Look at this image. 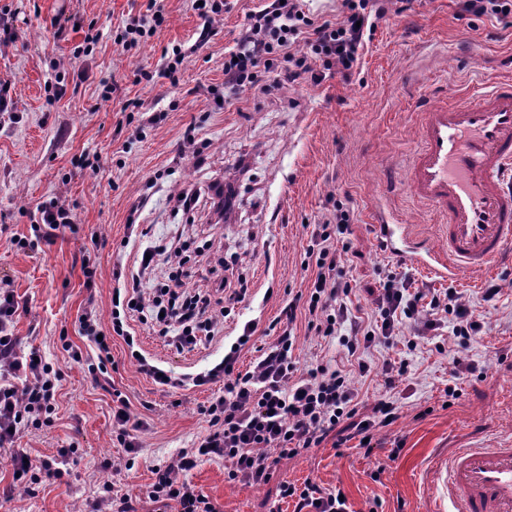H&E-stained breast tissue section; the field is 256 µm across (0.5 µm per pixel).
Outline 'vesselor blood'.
Returning <instances> with one entry per match:
<instances>
[{"label": "vessel or blood", "mask_w": 512, "mask_h": 512, "mask_svg": "<svg viewBox=\"0 0 512 512\" xmlns=\"http://www.w3.org/2000/svg\"><path fill=\"white\" fill-rule=\"evenodd\" d=\"M416 139L408 188L437 215L444 244L384 222L383 247L442 279L496 269L512 257V81L475 101L426 106ZM435 480L450 512H512V446L454 449Z\"/></svg>", "instance_id": "vessel-or-blood-1"}]
</instances>
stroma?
Returning <instances> with one entry per match:
<instances>
[{
  "label": "stroma",
  "instance_id": "1",
  "mask_svg": "<svg viewBox=\"0 0 512 512\" xmlns=\"http://www.w3.org/2000/svg\"><path fill=\"white\" fill-rule=\"evenodd\" d=\"M147 3L0 0V23L14 37L0 45V80L10 82L13 100L11 114L0 113V276L12 279L25 304L14 329L22 351L38 348L62 373L55 413L17 442L58 469L41 472L35 492L24 493L13 489L10 451L0 448V493L12 494L0 512H92L97 489L106 483L117 494L137 497L139 512H150L151 466L170 461L207 429L200 409L212 387L161 392L138 372L122 338H114V384L150 428L132 469L118 475L102 469L104 459L125 455L112 441V398L92 385L63 346L87 348L77 322L87 298H94L102 321H110L113 266L133 270L143 249L180 236L204 250L191 261L192 281L203 287L213 259L209 240L239 254L248 293L213 341L179 355L147 327L136 332L162 368L181 374L212 367L244 326L255 324L253 344L239 359L244 369L290 292L314 277L302 266L310 227L338 201L351 213L357 253L346 256L345 270L362 289L352 299L362 314L371 312L366 291L378 287L383 270L415 290L453 289L482 322L481 333L464 344L444 322L418 337L415 350L398 336L393 346L364 351L371 370L354 376L353 386L367 407L383 390L387 364H407L395 394L401 417L380 431L382 446L372 455L356 448L339 453L327 442L282 460L262 486L228 481L220 461L204 463L190 479L220 512H292L279 497V484L308 478L342 488L353 512L373 505L378 512H433L437 459L489 439L512 443V263L488 277L465 273L443 281L385 252L375 224L382 214L438 243L431 212L403 182L416 147L418 112L463 94L481 97L495 82L511 80L512 23L466 12L462 0H414L404 17L378 24L350 80L333 76L314 87L274 91L275 73L262 71L254 86L231 90L224 86V53L261 0H224L222 20L200 48L195 42L203 21L193 0H157L163 24L145 43L122 47L126 24L144 14ZM58 15L66 19L61 32L51 24ZM175 48L185 59L170 78L164 68ZM106 82L113 86L107 99ZM145 112L163 119L136 132ZM93 156L95 170L84 165ZM217 181L236 188L232 219L223 224L212 207ZM183 190L199 197L189 214L177 212L172 201ZM56 196L73 207L75 229L50 248L33 246L30 215ZM132 222L148 228V236L128 235ZM20 238L28 247L17 246ZM87 255L100 272L91 293L81 270ZM490 280L500 292L488 302L483 291ZM294 334L301 363L346 366L345 348L315 336L305 318L297 319ZM459 357L467 370L455 371ZM449 387L459 389V399H447ZM396 440L403 450L391 461L388 449ZM62 448L73 451L64 461Z\"/></svg>",
  "mask_w": 512,
  "mask_h": 512
}]
</instances>
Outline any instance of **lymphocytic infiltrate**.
<instances>
[{"mask_svg":"<svg viewBox=\"0 0 512 512\" xmlns=\"http://www.w3.org/2000/svg\"><path fill=\"white\" fill-rule=\"evenodd\" d=\"M386 0H343V19L318 21L305 15L300 0H268L262 9L249 14L233 50L224 54V84L240 89L251 85L257 69H272L276 61L286 67L274 84L319 85L329 70L350 78L379 20L387 18ZM306 52H299V45ZM32 230L38 242L53 245L60 234L74 227V213L66 200L55 197L37 206ZM351 222L349 210L335 206L329 217L315 225L305 252L306 266L317 272L306 293L295 294L275 323L279 330L263 348L253 366L238 367L239 355L251 341L255 325L246 324L242 335L231 344L222 360L200 373L172 376L161 373L153 359L138 348L130 322L138 320L180 353L193 351L202 340L213 339L220 318L234 312L248 291L243 278L235 277L238 255L217 256L210 273V287H192L188 242L178 239L146 248L136 276L124 278L113 269L117 285L112 290L111 325L103 327L95 303H87L78 318L79 333L90 344V354L66 345L70 360L86 365L95 385L107 391L113 402L112 435L124 448V462L104 460L103 468L121 472L132 467L142 451L147 420L134 414L130 401L117 389L108 371L112 362V339L121 337L140 373L162 391L193 385H217L218 391L203 407L208 422L206 433L181 449L169 462L154 465V480L147 493L155 512H218L208 496L189 481V473L207 461L227 463V477L246 485L270 481L282 459L293 458L332 441L334 448L361 442L365 454L379 448V431L396 423L400 408L392 393L406 365H387L385 391L370 413H361L349 373L319 363L301 367L295 356L293 327L305 316L307 327L316 335L339 339L348 354L360 346H392L407 321L417 320L423 309L444 310L453 318V335L468 340L482 329L469 307L457 301L453 291L425 297L410 293L408 284L385 274L378 289L372 290L373 323L362 324L352 316L347 299L352 286L346 278L344 259L352 244L346 233ZM164 257L168 275L147 281L157 257ZM21 303L9 277H0V448L12 449V478L15 487L29 489L39 472L50 470L46 461L27 459L16 449L19 435L31 417L51 415L61 387V375L39 352L22 354L14 334L15 317ZM340 488H326L313 480L296 484L281 482L279 496L291 501L293 512H350L341 500Z\"/></svg>","mask_w":512,"mask_h":512,"instance_id":"obj_1","label":"lymphocytic infiltrate"}]
</instances>
